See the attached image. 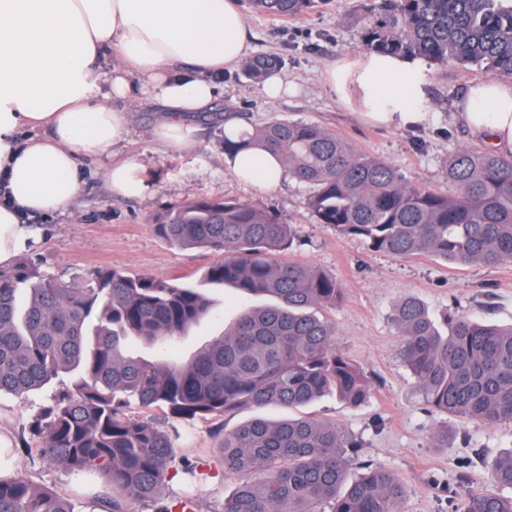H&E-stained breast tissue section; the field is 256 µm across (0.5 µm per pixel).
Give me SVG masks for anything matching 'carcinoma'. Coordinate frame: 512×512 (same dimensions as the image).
<instances>
[{
	"mask_svg": "<svg viewBox=\"0 0 512 512\" xmlns=\"http://www.w3.org/2000/svg\"><path fill=\"white\" fill-rule=\"evenodd\" d=\"M314 0H253L279 17L305 12ZM362 49L476 67L512 80V0H378ZM275 55L245 63L260 80L279 68ZM240 143L276 155L288 177L313 188L306 198L317 222L339 237L363 240L399 258L430 255L457 264L512 263V156L483 149L448 155L451 194L407 183L391 164L371 157L318 124L272 119L241 133ZM156 234L181 247L224 253L200 284L178 278L103 271L66 281L31 260L0 266V393L23 397L65 375L31 419L32 442L18 452L72 471L109 475L101 498L112 512L134 499L155 512H192V500L160 497L179 439L125 413L134 403L173 420L211 422L224 470L246 476L224 512H399L403 479L360 460V443L334 422L306 416L257 417L231 431L224 417L245 407H305L334 394L357 405L368 379L335 345L321 315L344 289L333 274L294 259L290 225L231 198L187 199L153 218ZM230 285L247 302L224 336L185 363L127 354L136 339L164 347L210 311L201 288ZM401 353L430 406L467 422L512 421V325L465 314L441 332L409 297L396 311ZM359 474L347 479L351 467ZM498 487L512 490V448L490 466ZM0 512H74L70 500L20 473L0 476ZM462 512H512V494H466Z\"/></svg>",
	"mask_w": 512,
	"mask_h": 512,
	"instance_id": "carcinoma-1",
	"label": "carcinoma"
}]
</instances>
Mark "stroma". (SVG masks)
<instances>
[{
	"mask_svg": "<svg viewBox=\"0 0 512 512\" xmlns=\"http://www.w3.org/2000/svg\"><path fill=\"white\" fill-rule=\"evenodd\" d=\"M373 0H319L295 18L274 17L245 8L252 55L282 58L278 71L288 90L268 99L260 83L243 69L216 77L215 111L235 112L242 127L271 119L319 124L331 129L360 151L394 165L406 182L451 191L444 164L450 153L477 146L478 141L452 118L455 104L468 87L485 78L477 68L440 66L422 61L420 101L428 112L416 127H381L359 113L356 102L333 93L327 70L361 48V32ZM131 131L114 146L111 158H83L81 191L69 212L37 215L30 220L31 239L25 256L64 278L90 279L100 270L146 276L179 277L197 284L200 273L217 261L205 249H183L157 236L152 220L169 207L192 197H227L248 202L290 225L299 245L295 258L334 274L343 301L325 312L334 325L336 345L357 363L371 382L367 399L348 406L336 397L308 406V415L336 422L361 443L362 459L385 466L405 480L407 494L400 512H460L466 493L491 492L495 486L489 464L512 448V422L495 426L467 423L432 411L401 355L402 336L394 319L405 298L421 301L436 317L467 314L507 325L512 323V265H455L434 256L397 258L370 250L358 238H342L317 222L305 199L307 185L286 179L266 189L238 181L224 166L222 119L200 117L195 146L170 148L152 135L160 105L151 96L128 102ZM138 159L143 192L123 197L112 192L106 169L113 160ZM211 313L174 342L166 357L188 361L202 346L223 335L241 310L234 288H210ZM50 398L35 392L19 398L0 395V427L15 441L29 439L28 421ZM447 428V441L435 438ZM174 448L175 463L162 495L165 499L194 498L201 512H222L224 501L239 479L226 473L215 453L210 426L200 420L183 423ZM19 470L37 486L54 488L68 497L76 512H87L97 489L90 474H76L26 456ZM202 470L201 480L185 474L186 465ZM469 480L456 494L454 483L462 465ZM439 478L440 487L430 484Z\"/></svg>",
	"mask_w": 512,
	"mask_h": 512,
	"instance_id": "stroma-1",
	"label": "stroma"
}]
</instances>
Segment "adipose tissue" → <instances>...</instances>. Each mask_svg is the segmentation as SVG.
I'll use <instances>...</instances> for the list:
<instances>
[{"instance_id": "1", "label": "adipose tissue", "mask_w": 512, "mask_h": 512, "mask_svg": "<svg viewBox=\"0 0 512 512\" xmlns=\"http://www.w3.org/2000/svg\"><path fill=\"white\" fill-rule=\"evenodd\" d=\"M248 52L238 0H0V266L27 246L28 217L69 211L80 159L111 156L126 137L123 102L135 90L162 107L155 139L191 147L198 132L191 117L211 106L214 76L239 67ZM108 56L107 76L98 62ZM326 81L354 90L375 123L407 127L429 118L415 104L419 72L408 59L359 51ZM453 118L512 154V82L472 84ZM224 162L240 181L264 188L286 177L260 147L227 152Z\"/></svg>"}]
</instances>
